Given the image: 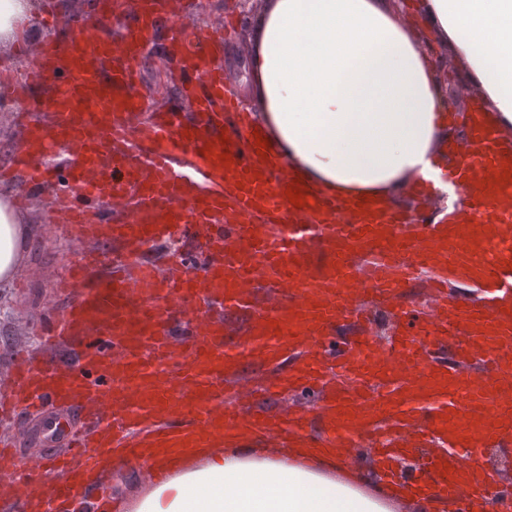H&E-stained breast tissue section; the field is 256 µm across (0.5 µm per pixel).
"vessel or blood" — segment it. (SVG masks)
<instances>
[{
    "instance_id": "vessel-or-blood-1",
    "label": "vessel or blood",
    "mask_w": 512,
    "mask_h": 512,
    "mask_svg": "<svg viewBox=\"0 0 512 512\" xmlns=\"http://www.w3.org/2000/svg\"><path fill=\"white\" fill-rule=\"evenodd\" d=\"M169 13L182 93L193 112H145L128 59L147 30L120 39L84 25L67 46L44 44L32 68L46 78L49 112L20 115V148L0 178L20 182L19 204L50 195L49 221L84 244L60 284L63 310L45 317L40 341L54 362L22 353L0 383V413L52 401L86 423L40 424L37 453L0 448V512H106L86 498L113 459L177 455L215 441L230 448H352L368 443L388 477L418 451L408 495L434 492L458 512H485L489 478L467 482L487 449L512 447V144L477 118L455 184L471 218L424 223L401 209L341 203L257 149L249 113L224 95L210 40L187 37ZM297 188V206L286 191ZM111 245V257L91 248ZM184 243L204 257L146 258L154 243ZM428 274L430 308L406 292ZM468 276L479 296L451 284ZM392 332L367 335L371 306ZM184 316L173 334L172 314ZM240 316L242 338L224 333ZM353 327L340 344V322ZM268 367L254 403H239L244 363ZM313 390L310 410L267 405ZM21 469H13L14 461ZM43 471L61 473L53 483Z\"/></svg>"
}]
</instances>
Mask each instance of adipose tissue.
<instances>
[{"instance_id":"ef3b65f1","label":"adipose tissue","mask_w":512,"mask_h":512,"mask_svg":"<svg viewBox=\"0 0 512 512\" xmlns=\"http://www.w3.org/2000/svg\"><path fill=\"white\" fill-rule=\"evenodd\" d=\"M497 133H512V0H423ZM40 0H0V50ZM248 64L256 122L278 155L339 200L384 207L422 180L442 185L448 115L434 69L391 0H262ZM34 226L0 196V288L26 272ZM307 448H194L163 462L125 512H401L407 498Z\"/></svg>"}]
</instances>
